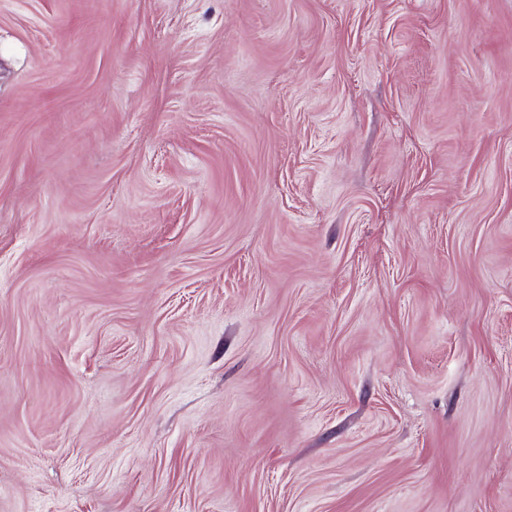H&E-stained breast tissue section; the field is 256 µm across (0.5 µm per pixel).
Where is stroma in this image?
I'll list each match as a JSON object with an SVG mask.
<instances>
[{"instance_id": "obj_1", "label": "stroma", "mask_w": 512, "mask_h": 512, "mask_svg": "<svg viewBox=\"0 0 512 512\" xmlns=\"http://www.w3.org/2000/svg\"><path fill=\"white\" fill-rule=\"evenodd\" d=\"M0 512H512V0H0Z\"/></svg>"}]
</instances>
